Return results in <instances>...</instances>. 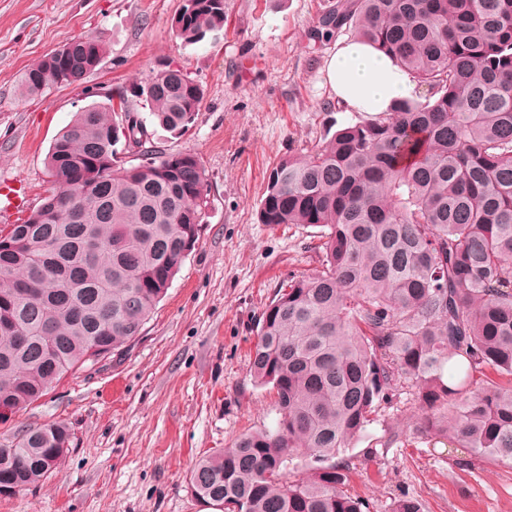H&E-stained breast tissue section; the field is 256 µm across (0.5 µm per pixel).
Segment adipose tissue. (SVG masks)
<instances>
[{
  "label": "adipose tissue",
  "instance_id": "ef3b65f1",
  "mask_svg": "<svg viewBox=\"0 0 512 512\" xmlns=\"http://www.w3.org/2000/svg\"><path fill=\"white\" fill-rule=\"evenodd\" d=\"M325 72L337 100L351 112H386L416 89L413 78L392 58L358 40L337 43Z\"/></svg>",
  "mask_w": 512,
  "mask_h": 512
}]
</instances>
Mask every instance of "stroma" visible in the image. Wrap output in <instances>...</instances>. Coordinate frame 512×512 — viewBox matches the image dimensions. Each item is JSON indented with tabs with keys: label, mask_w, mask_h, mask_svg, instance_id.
Instances as JSON below:
<instances>
[{
	"label": "stroma",
	"mask_w": 512,
	"mask_h": 512,
	"mask_svg": "<svg viewBox=\"0 0 512 512\" xmlns=\"http://www.w3.org/2000/svg\"><path fill=\"white\" fill-rule=\"evenodd\" d=\"M225 2L223 30L187 44L171 27L182 0H0V179L26 180L39 205L51 186L46 155L89 105L86 88L109 96L166 62L202 84L204 104L183 135L151 123L148 140L198 156L209 201L198 245L141 334L0 420V441L52 421L74 437L59 473L0 496V512H217L192 494L193 464L276 425L275 394L250 373L257 323L292 276L318 268L320 253L316 228L258 222L265 179L279 159L364 115L338 104L327 83L335 42L308 39L322 0ZM88 37L108 54L83 84L20 96L25 69ZM415 415L403 394L383 406L347 451L350 491L371 512H390L403 492L426 512H512V466L470 465L447 444L406 437Z\"/></svg>",
	"instance_id": "stroma-1"
}]
</instances>
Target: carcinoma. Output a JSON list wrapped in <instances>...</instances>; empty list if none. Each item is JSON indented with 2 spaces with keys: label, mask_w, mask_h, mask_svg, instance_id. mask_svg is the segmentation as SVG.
<instances>
[{
  "label": "carcinoma",
  "mask_w": 512,
  "mask_h": 512,
  "mask_svg": "<svg viewBox=\"0 0 512 512\" xmlns=\"http://www.w3.org/2000/svg\"><path fill=\"white\" fill-rule=\"evenodd\" d=\"M225 0H183L187 44L224 28ZM346 32L392 56L426 94L336 130L273 164L261 224L319 228L320 267L266 306L254 383L276 391L277 425L199 459L195 497L222 512H370L345 487L340 453L392 392L417 410L416 439L471 462L512 463V0H327L310 39ZM43 56L19 94L78 84L101 65L96 38ZM185 133L203 87L163 64L130 94L75 112L46 156L53 187L0 225V410L22 411L67 375L140 335L205 222L208 183L193 154L146 150L125 166L144 118ZM71 446L59 423L0 443V495L38 486ZM391 512H425L401 494Z\"/></svg>",
  "instance_id": "1"
}]
</instances>
